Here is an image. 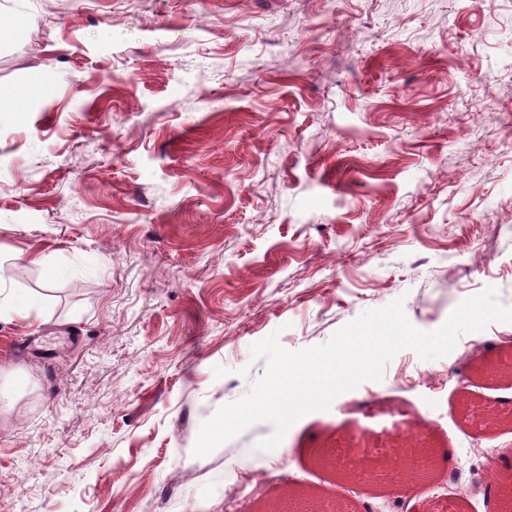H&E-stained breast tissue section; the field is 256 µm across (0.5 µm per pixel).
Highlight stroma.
I'll return each mask as SVG.
<instances>
[{"label": "stroma", "mask_w": 512, "mask_h": 512, "mask_svg": "<svg viewBox=\"0 0 512 512\" xmlns=\"http://www.w3.org/2000/svg\"><path fill=\"white\" fill-rule=\"evenodd\" d=\"M0 102V286L42 301L0 322V512H254L292 486L495 512L512 429L478 409L512 379L473 368L512 323L399 351L273 451L266 420L192 449L270 334L321 345L398 298L432 331L489 286L512 308V0H0ZM414 426L429 487L354 471L352 434L396 470ZM484 477L487 483L494 485L499 492V495L504 504L496 512H511L512 511V494H502V489L506 486H512V473L511 471H502L498 466L496 458L491 457L487 459L484 466Z\"/></svg>", "instance_id": "stroma-1"}]
</instances>
